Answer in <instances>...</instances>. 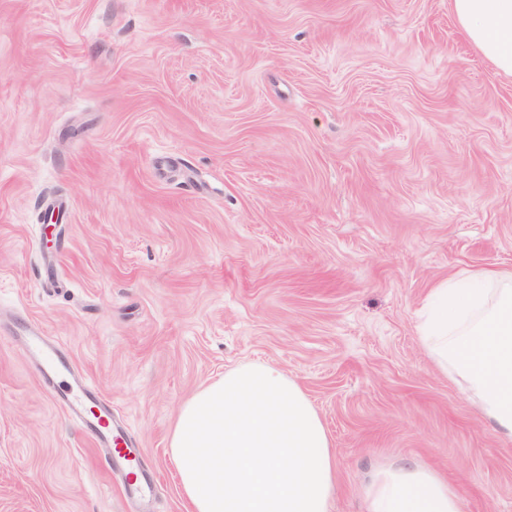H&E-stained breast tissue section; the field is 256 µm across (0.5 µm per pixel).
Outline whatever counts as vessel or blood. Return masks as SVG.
Here are the masks:
<instances>
[{
    "label": "vessel or blood",
    "mask_w": 512,
    "mask_h": 512,
    "mask_svg": "<svg viewBox=\"0 0 512 512\" xmlns=\"http://www.w3.org/2000/svg\"><path fill=\"white\" fill-rule=\"evenodd\" d=\"M28 354L37 360L42 379L56 399L78 423L91 431L97 447L107 449L106 465L121 466L127 475L126 489L147 491L150 487L144 466L136 455L130 438L112 425V407L99 396L98 388L87 378L73 373L53 346L33 326L22 327Z\"/></svg>",
    "instance_id": "b4317fda"
}]
</instances>
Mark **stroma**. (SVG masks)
I'll use <instances>...</instances> for the list:
<instances>
[{
    "instance_id": "1",
    "label": "stroma",
    "mask_w": 512,
    "mask_h": 512,
    "mask_svg": "<svg viewBox=\"0 0 512 512\" xmlns=\"http://www.w3.org/2000/svg\"><path fill=\"white\" fill-rule=\"evenodd\" d=\"M487 269L512 270V75L450 0H0V512H191L178 411L253 362L319 414L329 512L405 462L512 512V440L416 330L437 282ZM28 323L111 402L149 505ZM21 335L26 351L38 361L40 375L56 399L82 427L92 432L93 442L98 448L108 449L105 468L111 473L113 465L123 468L126 491H148L150 484L144 475V466L128 435L113 427L112 406L100 398L99 389L86 376L75 375L59 356L58 348L36 327L22 326Z\"/></svg>"
}]
</instances>
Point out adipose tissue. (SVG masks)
<instances>
[{
    "label": "adipose tissue",
    "mask_w": 512,
    "mask_h": 512,
    "mask_svg": "<svg viewBox=\"0 0 512 512\" xmlns=\"http://www.w3.org/2000/svg\"><path fill=\"white\" fill-rule=\"evenodd\" d=\"M469 42L512 75V0H450ZM436 364L459 378L495 429L512 437V271L438 282L417 323ZM192 512H329L336 463L318 413L271 364H247L181 407L170 441ZM365 512H462L430 466L389 465L363 489Z\"/></svg>",
    "instance_id": "1"
}]
</instances>
